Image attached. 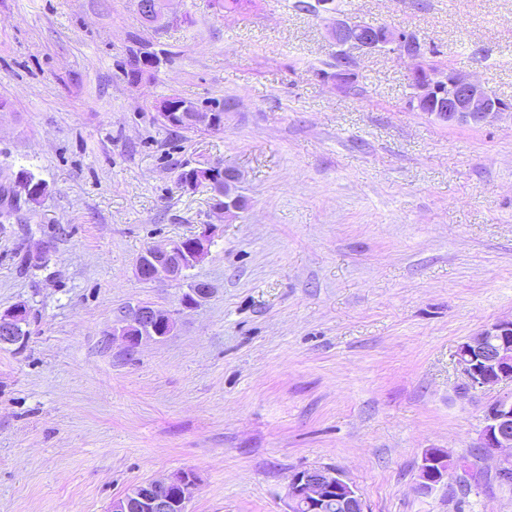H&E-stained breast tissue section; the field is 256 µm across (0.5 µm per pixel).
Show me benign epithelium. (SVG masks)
I'll return each mask as SVG.
<instances>
[{
    "mask_svg": "<svg viewBox=\"0 0 512 512\" xmlns=\"http://www.w3.org/2000/svg\"><path fill=\"white\" fill-rule=\"evenodd\" d=\"M330 40L344 54L343 47L396 52L415 61L412 72V105L422 110L421 102L436 106L431 113L437 121L453 125H487L499 120L509 106L478 82L453 68L439 71L425 63L420 45L408 39L402 28L375 25L365 21L336 19L328 28ZM152 66L144 60L128 59L125 74L130 84L146 80ZM243 179L237 168L224 170V189L212 188L211 172L197 176V187L211 189L213 208L229 222L248 207L239 193ZM214 238L213 225L193 237L146 249L136 262V273L142 280L177 281L185 272L208 255ZM213 294L212 286L198 281L182 298V306L194 307ZM27 316V308L17 305L0 313V346H13L22 340L18 329ZM176 320L170 310L152 304H139L119 311L112 335L120 337L130 349L148 341H159L175 329ZM454 359L464 382L461 394L483 392L492 387L499 392L484 407L483 426L472 443L483 457L494 460V472L501 482H512V316L484 324L461 342ZM454 470L448 452L429 448L422 454L418 467L416 490L430 495L448 485ZM196 487V477L180 471L161 479L138 484L114 498L110 512H187ZM288 509L285 512H324L330 504L342 512H365L359 489L341 472L319 466L293 473L288 484Z\"/></svg>",
    "mask_w": 512,
    "mask_h": 512,
    "instance_id": "benign-epithelium-1",
    "label": "benign epithelium"
}]
</instances>
